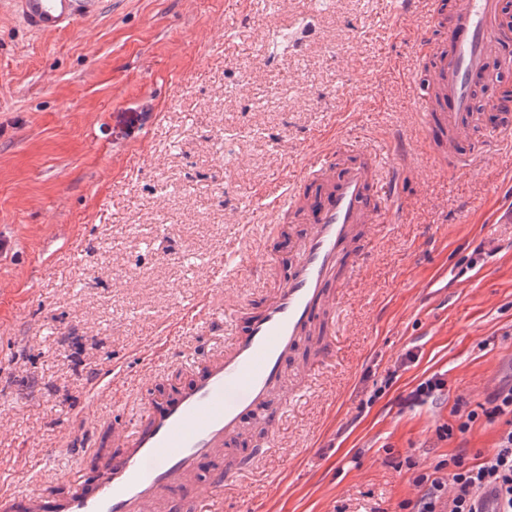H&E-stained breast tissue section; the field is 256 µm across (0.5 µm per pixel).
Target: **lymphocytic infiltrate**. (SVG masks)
Instances as JSON below:
<instances>
[{"label":"lymphocytic infiltrate","instance_id":"f902f5d3","mask_svg":"<svg viewBox=\"0 0 512 512\" xmlns=\"http://www.w3.org/2000/svg\"><path fill=\"white\" fill-rule=\"evenodd\" d=\"M454 424L443 427L446 436L466 432L478 417L488 422L505 418L494 448L480 455L474 463L464 461L463 454L450 456L448 471L440 476L419 475L416 484L423 492L411 512H481L485 491H492L497 512H512V386L491 393L480 410L468 409L464 399H457Z\"/></svg>","mask_w":512,"mask_h":512}]
</instances>
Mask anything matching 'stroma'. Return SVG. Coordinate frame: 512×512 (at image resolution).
Listing matches in <instances>:
<instances>
[{
    "label": "stroma",
    "mask_w": 512,
    "mask_h": 512,
    "mask_svg": "<svg viewBox=\"0 0 512 512\" xmlns=\"http://www.w3.org/2000/svg\"><path fill=\"white\" fill-rule=\"evenodd\" d=\"M399 0H97L28 28L0 0V481L62 485L72 423L137 418L215 349L196 314L272 293L301 224L258 218L333 136L416 133ZM512 142L469 175L420 152L396 218L349 282L327 359L269 448L248 426L223 512H405L416 476L494 448L503 421L441 435L512 366ZM416 358L405 362L407 352ZM119 366L138 397L93 402ZM436 376L445 386L421 399Z\"/></svg>",
    "instance_id": "35a3bbf8"
}]
</instances>
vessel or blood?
I'll use <instances>...</instances> for the list:
<instances>
[{"instance_id":"obj_1","label":"vessel or blood","mask_w":512,"mask_h":512,"mask_svg":"<svg viewBox=\"0 0 512 512\" xmlns=\"http://www.w3.org/2000/svg\"><path fill=\"white\" fill-rule=\"evenodd\" d=\"M91 2L12 5L32 30L55 33L74 27ZM414 40L416 63L430 72L428 85L413 87L420 140L395 135L379 150L361 146L339 167L321 156L283 183L265 223L296 213L306 226L278 288L267 300L238 305L230 340L178 392L142 398L144 413L133 423L110 421L116 451L101 450L98 435L73 426L66 490L1 487L0 512H212L210 497L223 492L225 447L253 419L276 426L287 369L316 371L329 353L330 338L313 348L309 337L317 325L332 329L344 278L367 264V228L389 214L402 169L420 143L465 137L477 84L491 65L512 70V22L501 0H458L448 19L431 0Z\"/></svg>"}]
</instances>
